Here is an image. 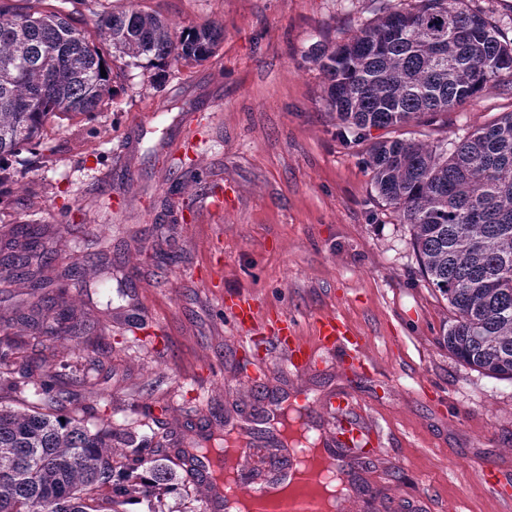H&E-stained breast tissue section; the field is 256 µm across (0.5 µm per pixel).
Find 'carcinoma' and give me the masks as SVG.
Instances as JSON below:
<instances>
[{"label":"carcinoma","mask_w":512,"mask_h":512,"mask_svg":"<svg viewBox=\"0 0 512 512\" xmlns=\"http://www.w3.org/2000/svg\"><path fill=\"white\" fill-rule=\"evenodd\" d=\"M0 0V167L42 134L56 113L91 117L109 91L104 59L88 29L51 0ZM97 35L126 67L165 68L201 62L224 40L215 22L171 29L138 8L97 18ZM324 78L323 101L356 142L373 129L434 120L476 96L501 73H512V42L472 0H385L341 44L312 56ZM366 163L378 197L411 225L428 283L453 312L443 344L462 364L512 379V112L476 128L448 149L412 139L371 143ZM11 271L27 278L35 242L11 240ZM69 288L43 296L52 322L26 318L25 328L56 339L93 344L94 326L67 305ZM0 330V512H128L161 499L194 468L173 435L142 429L160 423L128 419L93 424L63 416L90 394L77 359L43 370L25 355L23 335ZM34 382L36 399L15 397ZM124 446L112 456V443Z\"/></svg>","instance_id":"obj_1"}]
</instances>
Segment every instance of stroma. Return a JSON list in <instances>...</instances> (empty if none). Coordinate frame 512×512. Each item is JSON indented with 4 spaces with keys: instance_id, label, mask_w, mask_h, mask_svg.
<instances>
[{
    "instance_id": "1",
    "label": "stroma",
    "mask_w": 512,
    "mask_h": 512,
    "mask_svg": "<svg viewBox=\"0 0 512 512\" xmlns=\"http://www.w3.org/2000/svg\"><path fill=\"white\" fill-rule=\"evenodd\" d=\"M172 28L216 21L224 42L206 61L128 69L89 120L57 115L0 182V274L13 232L32 228L59 280L76 257L105 251L72 292L96 345L27 334V355L81 356L96 417L163 409L169 430L223 432L224 412L251 400L237 332L224 313L241 293L296 318L302 340L340 312L368 336L374 373L325 357L302 376L310 397L345 395L381 434L380 466L351 487L367 512H512V380L461 365L440 342L448 303L423 279L410 225L378 197L366 145L346 142L322 100L315 43L344 42L372 0H134ZM512 112V74L408 137L459 140ZM194 136L196 147L185 146ZM223 193L224 209L212 197ZM32 281L0 284V319L29 314ZM143 322L122 338L124 314ZM498 461L499 493L482 481Z\"/></svg>"
}]
</instances>
